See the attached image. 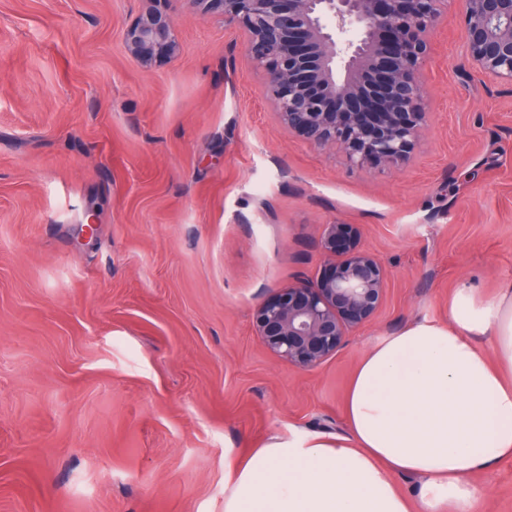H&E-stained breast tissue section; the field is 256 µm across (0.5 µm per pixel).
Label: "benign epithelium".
<instances>
[{
    "instance_id": "obj_1",
    "label": "benign epithelium",
    "mask_w": 512,
    "mask_h": 512,
    "mask_svg": "<svg viewBox=\"0 0 512 512\" xmlns=\"http://www.w3.org/2000/svg\"><path fill=\"white\" fill-rule=\"evenodd\" d=\"M124 31L140 65L176 58L173 0H148ZM219 12L244 37L264 92L289 134L339 149L351 167L396 165L426 125L421 71L447 0H191ZM462 37L475 70L512 84V0H462ZM358 231L328 224V257L316 284L280 289L254 311L264 347L289 366L312 370L370 320L386 291L380 260L357 245Z\"/></svg>"
}]
</instances>
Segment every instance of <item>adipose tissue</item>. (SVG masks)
<instances>
[{
    "instance_id": "adipose-tissue-1",
    "label": "adipose tissue",
    "mask_w": 512,
    "mask_h": 512,
    "mask_svg": "<svg viewBox=\"0 0 512 512\" xmlns=\"http://www.w3.org/2000/svg\"><path fill=\"white\" fill-rule=\"evenodd\" d=\"M447 326L414 323L370 349L333 439L271 437L231 471L224 512H478L473 475L512 458V281L460 290ZM490 336V348L477 337ZM422 480L418 501L400 488Z\"/></svg>"
}]
</instances>
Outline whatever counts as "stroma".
<instances>
[{
    "mask_svg": "<svg viewBox=\"0 0 512 512\" xmlns=\"http://www.w3.org/2000/svg\"><path fill=\"white\" fill-rule=\"evenodd\" d=\"M146 6L0 0V512H224L225 463L345 434L373 346L512 280V86L472 68L459 0L431 34L428 126L387 169L289 135L241 34L192 0L178 57L138 65L123 32ZM328 224L388 289L304 371L253 312L316 281ZM472 481L480 512H512V459Z\"/></svg>",
    "mask_w": 512,
    "mask_h": 512,
    "instance_id": "stroma-1",
    "label": "stroma"
}]
</instances>
